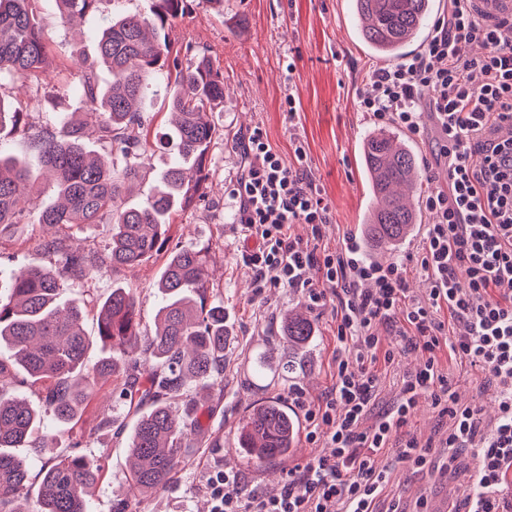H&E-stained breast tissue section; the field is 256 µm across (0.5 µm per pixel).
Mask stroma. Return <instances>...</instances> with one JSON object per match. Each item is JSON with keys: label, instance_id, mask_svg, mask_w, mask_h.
<instances>
[{"label": "stroma", "instance_id": "obj_1", "mask_svg": "<svg viewBox=\"0 0 512 512\" xmlns=\"http://www.w3.org/2000/svg\"><path fill=\"white\" fill-rule=\"evenodd\" d=\"M148 0H99L93 13L76 25H63L54 0H37L42 26L51 39L55 71L50 77H31L0 83V101L20 109L19 125L0 128V149L18 157L30 156V141L50 129L61 131L62 113L86 109L78 59L98 56V38L104 24L130 13H143ZM168 41L178 51L183 65L195 60V50L205 51L224 73V107L212 120L221 134L208 153L209 179L205 196L181 212L170 228L172 242L210 250L207 265L213 292L224 303L230 340L224 350V390L212 392L223 412L208 425L211 437L221 439L218 448L186 449L184 467L166 488L149 495L131 494L130 512H209V473L224 467L225 455L234 449L238 421L255 403L277 398L291 404L292 390L311 398L328 392L334 382L329 366L336 346V321L331 307H313L292 290L271 288L262 296L253 294V274L242 254L244 241L236 222V204L229 194L241 172L236 149L240 136L258 127L270 145L285 159L293 157L294 141H302L306 163L330 209L326 243L344 248L347 239L359 238V228L368 201L360 158L364 134L376 124L358 107V96L379 59L360 42L352 13V0H189L185 15L168 29ZM296 97V116H289L286 98ZM142 121L150 132L147 154L141 161L138 188L148 193L153 176L172 161L170 146L160 142L171 116L164 92L148 93ZM425 189L448 184V170L439 160L435 133L411 136ZM44 226L27 225L23 235L0 232V278L9 279L25 265L48 263L40 250ZM166 261L158 255L135 271H101L96 276L68 283L66 296L84 307L85 327L93 342L86 354L95 364L103 350L97 341L95 305L115 286L133 289L139 299L141 329L151 332L159 306L158 275ZM302 310L313 321L315 339L298 357L296 371L288 380L271 382L255 378L254 365L277 363L287 358L282 340V321L288 312ZM448 377L459 404L476 407L483 425L496 419L497 391L487 385L480 371L448 363ZM116 380L100 381L80 417L58 423L45 417L38 436L58 451L79 446L98 459L103 477L92 498L94 512H112V505L126 491L128 435L135 416L123 400L113 396ZM122 426L121 432L99 425L104 409ZM295 417L300 431L287 459L261 467L238 462L247 487L273 495L279 493L286 473L306 462L314 453L304 433L308 423L303 412ZM477 458L473 451L460 452L452 469L433 466L419 471L391 467L386 489L399 500L404 512L419 505H433L440 491H447L454 512H465L471 493L470 471Z\"/></svg>", "mask_w": 512, "mask_h": 512}]
</instances>
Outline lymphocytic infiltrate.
Returning <instances> with one entry per match:
<instances>
[{
  "label": "lymphocytic infiltrate",
  "mask_w": 512,
  "mask_h": 512,
  "mask_svg": "<svg viewBox=\"0 0 512 512\" xmlns=\"http://www.w3.org/2000/svg\"><path fill=\"white\" fill-rule=\"evenodd\" d=\"M475 42L486 49L478 59L467 54ZM369 82L358 106L374 121L417 134L422 115L430 116L448 187L423 199L429 222L414 264L381 266L367 261L355 240L338 251L325 244L329 206L305 169L302 143L289 163L261 128L240 137L243 167L231 195L243 234L255 243L244 256L255 292L288 288L310 305H331L336 382L315 399L295 392L315 453L289 469L281 492L247 488L239 471L225 468L208 480L210 512H377L389 472L376 468L375 455L388 449L396 462L420 470L435 446L475 449L469 512H512V18L492 24L472 0H448L424 50L374 69ZM476 150L484 158L474 169L468 156ZM295 224L308 225L310 237L292 236ZM411 270L428 281L426 298L408 295ZM452 321L465 323L466 335H451ZM384 327L391 342L379 336ZM407 349L423 352L425 361L403 374L394 401L374 412L378 365H393ZM444 351L498 387L499 416L490 429L473 408L457 406L439 359ZM421 394L447 423L434 445L412 431Z\"/></svg>",
  "instance_id": "lymphocytic-infiltrate-1"
}]
</instances>
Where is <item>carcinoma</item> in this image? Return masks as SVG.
I'll use <instances>...</instances> for the list:
<instances>
[{"label": "carcinoma", "mask_w": 512, "mask_h": 512, "mask_svg": "<svg viewBox=\"0 0 512 512\" xmlns=\"http://www.w3.org/2000/svg\"><path fill=\"white\" fill-rule=\"evenodd\" d=\"M35 0H0V80L48 76L52 68L49 37L39 25ZM98 0H56L64 23L72 25L96 9ZM359 37L369 53L395 60L427 36L433 0H356ZM187 10L186 0H150L146 14L112 20L99 35L95 61L82 71L87 111L70 119L59 137L45 130L32 141L38 163L55 178L58 199L35 212L19 208L37 194L28 161L0 150V226L23 232L44 224L55 233L41 251L48 265L32 263L8 284L0 282V348L12 365L45 383L42 404L57 422L76 419L99 379L124 377L119 398L137 415L128 444L129 490L152 492L170 484L185 463L184 448L203 429L187 422L176 401L198 407L191 386L213 388L224 373L228 332L224 306L212 301L206 273L209 249L173 247L157 282L160 304L152 334L140 330L136 295L117 287L98 307L97 336L108 346L93 366L85 362L89 338L83 311L64 299L66 282L94 276L104 268L134 269L169 246V228L177 213L203 198L209 179L207 156L218 134L212 112L224 103V72L201 56L183 69L171 52L165 30ZM111 81L99 86L97 69ZM163 80L167 107L174 117L167 140L176 158L157 173L153 193L143 204L119 208L114 201L131 196L137 171L117 168L87 151L84 127H98L118 154L141 156L149 130L141 105L152 82ZM361 154L367 174L369 205L361 235L374 253L393 251L419 223L422 181L413 146L400 133L377 129L366 135ZM109 216L112 241L103 252L76 251L60 232L75 225L103 223ZM288 350L301 351L314 337L312 322L300 313L284 317ZM11 377L0 360V512H93L87 493L101 478L96 460L77 451L57 456L44 450L37 472L35 503L27 498L31 462L14 452L22 447L41 414L7 387ZM296 421L280 401L252 406L235 435L248 464L286 458L295 443Z\"/></svg>", "instance_id": "1"}]
</instances>
